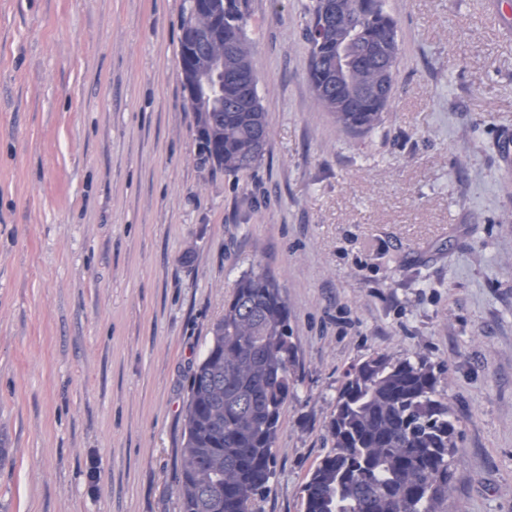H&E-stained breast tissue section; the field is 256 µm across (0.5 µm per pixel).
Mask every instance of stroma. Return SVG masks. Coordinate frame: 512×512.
Here are the masks:
<instances>
[{"instance_id":"stroma-1","label":"stroma","mask_w":512,"mask_h":512,"mask_svg":"<svg viewBox=\"0 0 512 512\" xmlns=\"http://www.w3.org/2000/svg\"><path fill=\"white\" fill-rule=\"evenodd\" d=\"M306 0H248L262 162L201 165L184 0H0V512H181L190 376L239 276L290 309L260 512H304L346 372L422 359L457 427L448 512H512V39L485 0H388L392 104L337 128Z\"/></svg>"}]
</instances>
